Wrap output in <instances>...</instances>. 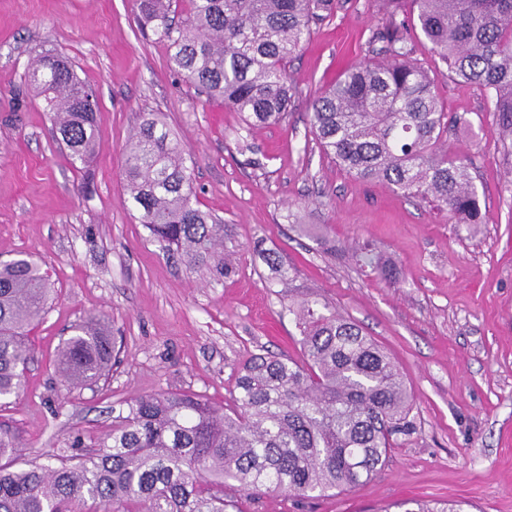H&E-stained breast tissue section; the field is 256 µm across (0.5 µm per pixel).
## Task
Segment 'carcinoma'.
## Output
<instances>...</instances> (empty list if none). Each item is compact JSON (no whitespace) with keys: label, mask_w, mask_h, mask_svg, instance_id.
<instances>
[{"label":"carcinoma","mask_w":512,"mask_h":512,"mask_svg":"<svg viewBox=\"0 0 512 512\" xmlns=\"http://www.w3.org/2000/svg\"><path fill=\"white\" fill-rule=\"evenodd\" d=\"M140 19L167 48L171 69L210 98L281 123L295 94L288 60L336 0H136ZM381 47L314 100L310 124L321 151L359 182L382 181L408 198L448 212L454 224L480 223L469 166L441 148L448 113L428 72L412 59L399 14H410L448 64L492 103L503 152L512 154V0H379ZM43 99L72 165L97 148L91 85L57 55L26 73ZM124 178L150 237L190 266L231 272L224 225L198 206L185 149L156 117L127 145ZM363 270L387 277L368 246ZM50 277L30 255L0 262V399L23 391L32 356L29 333L49 310ZM302 360L256 354L223 406L195 393L131 398L112 432L24 468L0 463V512H235L243 492L308 498L350 490L384 469L400 439L416 431L413 401L389 356L361 328L318 301L288 306ZM115 342L103 313L73 327L56 354L61 380L90 385L112 366ZM20 447L0 429V460ZM403 512H461L441 500L402 502Z\"/></svg>","instance_id":"carcinoma-1"}]
</instances>
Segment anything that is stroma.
I'll return each instance as SVG.
<instances>
[{
	"label": "stroma",
	"instance_id": "obj_1",
	"mask_svg": "<svg viewBox=\"0 0 512 512\" xmlns=\"http://www.w3.org/2000/svg\"><path fill=\"white\" fill-rule=\"evenodd\" d=\"M379 18L376 0H336L288 62L295 97L285 122L250 125L169 68L165 46L141 32L135 0H0V261L35 255L57 291L31 333L23 393L0 400V427L21 441L15 466L53 453L74 431L106 434L114 410L137 395L228 403L251 355L301 360L288 305L308 298L390 355L417 430L351 491L243 493L240 512H378L411 498L512 512V156L500 150L490 100L453 79L411 32L448 114L447 147L470 165L484 202L479 224L451 223L430 203L354 181L310 129L315 96L369 59ZM45 52L68 58L97 91L98 149L86 169L72 168L24 85ZM150 113L188 149L199 206L224 226L230 276L173 259L138 219L124 158ZM365 245L395 279L359 269L353 253ZM268 250L288 284L264 262ZM99 312L117 359L97 385L66 387L54 354L74 324Z\"/></svg>",
	"mask_w": 512,
	"mask_h": 512
}]
</instances>
